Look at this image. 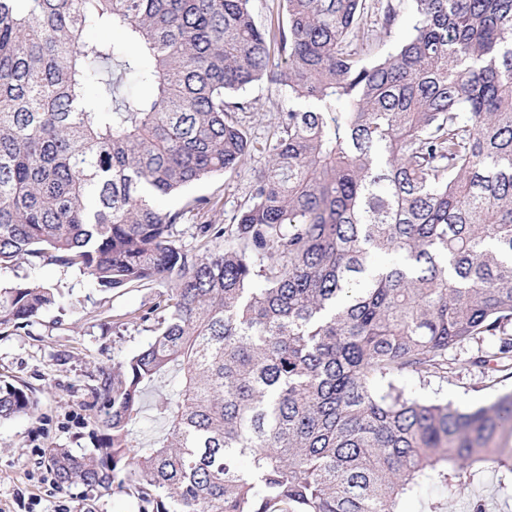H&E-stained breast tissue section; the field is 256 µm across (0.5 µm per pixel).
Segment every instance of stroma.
Instances as JSON below:
<instances>
[{"label": "stroma", "instance_id": "1", "mask_svg": "<svg viewBox=\"0 0 512 512\" xmlns=\"http://www.w3.org/2000/svg\"><path fill=\"white\" fill-rule=\"evenodd\" d=\"M243 96L252 104L251 111L240 115L254 145L251 161L234 174L214 175L161 201L164 208L178 210L194 199H208L206 208L189 212L176 227V238L185 248H200L197 225L229 223L273 145L271 133L281 110L273 86L264 80L249 86ZM20 277L68 289L72 302L44 310L27 325L0 327V381L27 387L38 402L34 416L0 421V512H135L130 501L109 492L81 485L58 488L43 451L67 448L79 453L94 447L91 389L102 368L151 340L141 317L150 311L162 286L102 292L88 275L44 261L0 270L1 284ZM496 344L493 336L465 343L449 351L455 371L448 377L425 382L408 378L401 385L427 401L461 408L488 403L512 390V378L490 383L468 360L480 350L493 352Z\"/></svg>", "mask_w": 512, "mask_h": 512}]
</instances>
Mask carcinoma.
<instances>
[{"label": "carcinoma", "mask_w": 512, "mask_h": 512, "mask_svg": "<svg viewBox=\"0 0 512 512\" xmlns=\"http://www.w3.org/2000/svg\"><path fill=\"white\" fill-rule=\"evenodd\" d=\"M0 0V269L47 258L104 290L165 284L153 341L102 372L97 447L47 450L61 487L138 512H447L494 469L512 504V392L463 411L407 395L448 350L512 377V0ZM112 25L123 44L87 42ZM286 102L233 223L159 199L254 146L237 94ZM134 82L152 93H132ZM0 286V326L61 303ZM37 400L0 384V419ZM163 429L148 442L140 429ZM280 0H253L252 8L254 18L262 28L276 25Z\"/></svg>", "instance_id": "cac0c4a2"}]
</instances>
